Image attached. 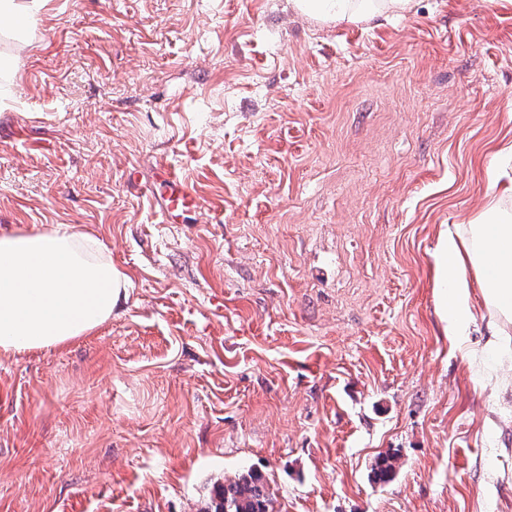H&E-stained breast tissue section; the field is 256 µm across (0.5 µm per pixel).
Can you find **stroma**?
I'll return each instance as SVG.
<instances>
[{
	"mask_svg": "<svg viewBox=\"0 0 512 512\" xmlns=\"http://www.w3.org/2000/svg\"><path fill=\"white\" fill-rule=\"evenodd\" d=\"M0 75V234L125 277L93 335L0 352V512H203L248 469L276 512H512V388L433 258L502 185L512 0H40ZM166 167L199 202L170 219ZM410 0H294L298 13L320 23L370 22L405 11Z\"/></svg>",
	"mask_w": 512,
	"mask_h": 512,
	"instance_id": "35a3bbf8",
	"label": "stroma"
}]
</instances>
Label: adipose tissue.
<instances>
[{"label":"adipose tissue","mask_w":512,"mask_h":512,"mask_svg":"<svg viewBox=\"0 0 512 512\" xmlns=\"http://www.w3.org/2000/svg\"><path fill=\"white\" fill-rule=\"evenodd\" d=\"M410 0H294L298 13L320 23L370 22L406 10ZM489 200L482 214L442 231L436 281L446 291L449 335L465 334L476 320L471 286H479L489 314L480 352L485 376L512 386L499 369L512 361V221L497 218ZM121 275L93 239L53 228L0 235V351L61 349L91 335L120 300Z\"/></svg>","instance_id":"1"}]
</instances>
